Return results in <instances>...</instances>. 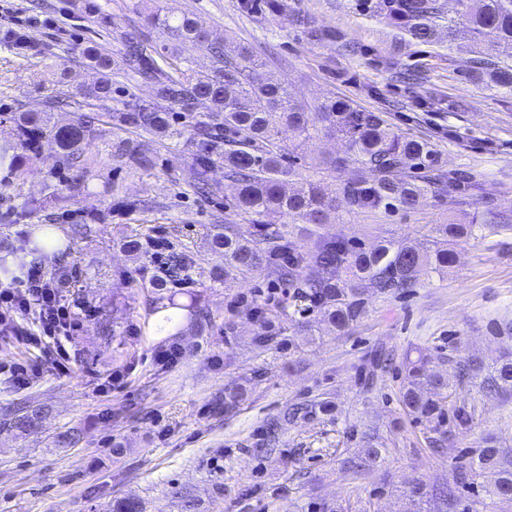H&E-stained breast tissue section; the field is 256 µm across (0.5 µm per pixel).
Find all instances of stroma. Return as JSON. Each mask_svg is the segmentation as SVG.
Returning <instances> with one entry per match:
<instances>
[{
  "mask_svg": "<svg viewBox=\"0 0 512 512\" xmlns=\"http://www.w3.org/2000/svg\"><path fill=\"white\" fill-rule=\"evenodd\" d=\"M84 2L0 0V145L15 147L12 162L0 167V238L18 248L37 225H53L65 251L44 268L59 280L66 302L97 313L38 347L0 334V512H105L121 498L136 499L142 512H185L189 498L194 512H405L401 493L409 483L447 484L486 437L512 448V396L476 394L469 425L449 427L448 447L435 451L426 441L428 424L397 404L398 373L372 363L377 351L401 354L411 347L487 365L512 354V230L482 225L454 245L447 271L423 275L410 295L368 296L366 314L341 336L311 343L297 336L278 352L257 349L251 302L288 301L287 289L260 276L229 288L203 277L186 290L165 288L164 297L182 304L198 294L210 322L198 329L185 321L178 335L156 336L147 321L159 263L129 256L122 244L130 236L161 238L193 253L204 268L223 266L208 236L211 224L236 219L223 170H212L215 192L204 198L170 142H152L151 163L128 168L112 155L115 136L107 122L87 168H70L50 143L34 158L16 147L9 120L17 107L39 110L58 94L57 67L67 68L70 84L92 80L75 49L79 43L111 53L112 78L126 97L153 100V86L124 65L125 44L132 37L161 42L145 20L153 7L191 11L207 20L226 52L244 45L264 59L266 74L297 99L312 104L336 96L386 112L399 132L431 140L448 168L477 176L481 188L465 210L432 203L343 214L328 227L368 245L413 238L428 225L482 211L487 199L512 211V93L473 80L467 39L405 42L380 19L381 0H286L287 9L276 14L243 10L241 0H92L99 12L90 15ZM299 14L317 19V36L296 25ZM31 16L58 25L33 27ZM9 30L24 32L28 48L8 42ZM345 149L337 139L304 142L300 174L333 184L353 178L351 167L324 174L315 167ZM91 212L101 223L89 236H73V226ZM104 314L113 329L108 340L99 336ZM230 314L236 332L228 336ZM173 345L181 357L157 363L156 352ZM60 347L72 364L66 377L50 369ZM15 363L38 364L43 372L21 387L8 370ZM117 372L121 383L101 393ZM241 388L245 400L225 412L229 394ZM323 397L334 402L333 415L283 422L277 445L263 447L273 419ZM26 403L42 411L35 429L4 423L6 413ZM69 429L78 443L59 447L57 435ZM372 431L387 446L380 466L347 469L345 459Z\"/></svg>",
  "mask_w": 512,
  "mask_h": 512,
  "instance_id": "obj_1",
  "label": "stroma"
}]
</instances>
